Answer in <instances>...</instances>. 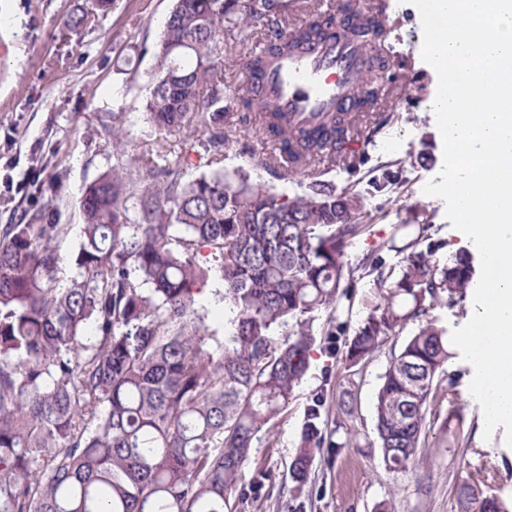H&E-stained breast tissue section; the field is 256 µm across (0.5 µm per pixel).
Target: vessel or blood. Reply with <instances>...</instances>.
<instances>
[{
  "instance_id": "1",
  "label": "vessel or blood",
  "mask_w": 512,
  "mask_h": 512,
  "mask_svg": "<svg viewBox=\"0 0 512 512\" xmlns=\"http://www.w3.org/2000/svg\"><path fill=\"white\" fill-rule=\"evenodd\" d=\"M368 55L354 40L306 42L272 59L261 91L299 122L316 123L323 113L353 104Z\"/></svg>"
}]
</instances>
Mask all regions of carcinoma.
Wrapping results in <instances>:
<instances>
[{
  "mask_svg": "<svg viewBox=\"0 0 512 512\" xmlns=\"http://www.w3.org/2000/svg\"><path fill=\"white\" fill-rule=\"evenodd\" d=\"M289 0H174L155 58L159 76L144 105L159 130H200L198 146L219 156L249 132L233 110L250 113L293 171L336 165V149L358 127L383 118L387 60L373 39L388 26L383 0L355 16L343 36L369 39L361 76L368 92L314 126H297L259 90L271 59L330 35L331 21L291 29L277 18ZM266 30L246 57V81L224 89L227 40ZM102 122L113 146L125 113ZM93 180L82 197L84 224L73 272L60 283L64 224L39 210L0 227V512H224L253 440L287 408L310 366L308 314L349 297L374 276L382 301L352 339L344 360L373 357L408 324L417 331L391 354L375 401L386 465L402 470L425 447L427 402L453 357L448 330L429 320L436 306L464 301L475 275L461 252L446 265L433 224H399L389 248L399 271L344 247L365 217L360 194L313 173L290 196L251 181L239 168L186 180L185 155L156 149ZM393 163L379 166V191L395 186ZM138 220L131 221L130 209ZM224 290V335L208 332L197 297L209 279ZM324 396L305 408L292 467L305 485ZM457 512H512L464 483Z\"/></svg>",
  "mask_w": 512,
  "mask_h": 512,
  "instance_id": "cac0c4a2",
  "label": "carcinoma"
}]
</instances>
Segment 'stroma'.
Here are the masks:
<instances>
[{
    "mask_svg": "<svg viewBox=\"0 0 512 512\" xmlns=\"http://www.w3.org/2000/svg\"><path fill=\"white\" fill-rule=\"evenodd\" d=\"M397 27L390 37L392 57L410 61L402 68L388 99L393 117L366 132L363 147L349 167L322 170L337 188L357 191L369 218L360 234L348 242L345 254L356 261L378 253L386 268L399 269L401 255L386 243L395 227L419 211L424 222L438 225L446 242L436 259L447 263L458 252L472 260L480 255L474 244L454 229L442 199L425 195L424 184L438 175L443 144L429 107L437 89L434 69L421 58L422 29L418 9L408 0H387ZM173 0H110L94 10L92 0H0V181L30 176L44 186L43 195L0 198V225L21 215L47 209L57 224L70 225L62 245L60 279L72 272V256L80 242L81 199L86 186L126 155L162 144L192 153L187 170L194 178L216 168L233 172L248 168L253 181L279 192H301L300 176H273L263 165L272 147L253 130L224 148L220 160L194 155V141L181 132L155 129L143 104L155 75L154 50ZM94 12L87 26L70 29V17ZM126 115L122 148L107 144L100 121L105 113ZM397 164L398 188L375 191L371 178L378 166ZM382 290L372 277L360 279L336 313L317 310L310 325L321 345L287 410L274 422L272 434H260L245 461L232 497L233 512H455L457 490L463 483H487L493 493L512 502V447L503 429L484 439L482 411L469 392L473 367L454 355L446 368L454 386L429 403L437 421L426 433L418 462L404 470L383 461L375 427L374 402L391 353L413 334L407 325L372 359L345 363L346 351L359 328L380 303ZM343 328L326 337L330 316ZM325 393L321 427L326 445L313 458L307 483L296 487L291 477L310 398ZM462 407L463 424L442 426L449 404ZM265 474L260 492L253 480Z\"/></svg>",
    "mask_w": 512,
    "mask_h": 512,
    "instance_id": "1",
    "label": "stroma"
}]
</instances>
